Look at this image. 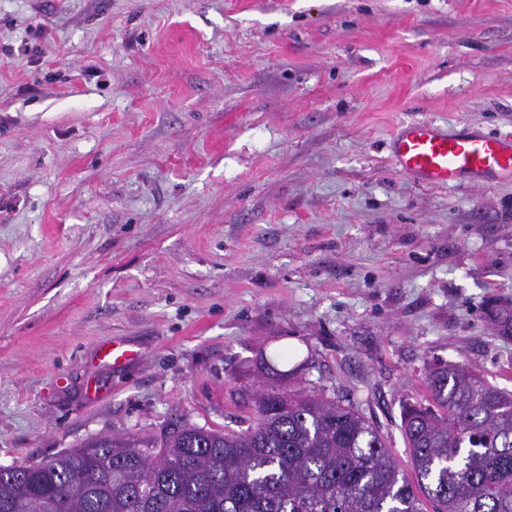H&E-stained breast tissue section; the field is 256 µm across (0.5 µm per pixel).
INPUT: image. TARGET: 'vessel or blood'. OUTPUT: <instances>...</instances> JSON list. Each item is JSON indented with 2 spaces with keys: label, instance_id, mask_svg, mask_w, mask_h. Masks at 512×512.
Returning <instances> with one entry per match:
<instances>
[{
  "label": "vessel or blood",
  "instance_id": "b4317fda",
  "mask_svg": "<svg viewBox=\"0 0 512 512\" xmlns=\"http://www.w3.org/2000/svg\"><path fill=\"white\" fill-rule=\"evenodd\" d=\"M391 158L399 171L432 187L463 181L490 183L512 177V137L474 130L451 134L427 120L402 124L390 141ZM100 361L115 366L136 353L120 340L100 345Z\"/></svg>",
  "mask_w": 512,
  "mask_h": 512
}]
</instances>
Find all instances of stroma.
<instances>
[{"mask_svg": "<svg viewBox=\"0 0 512 512\" xmlns=\"http://www.w3.org/2000/svg\"><path fill=\"white\" fill-rule=\"evenodd\" d=\"M2 50L0 465L238 432L271 381L406 470L431 365L512 391V178L429 187L389 149L512 136V0H0ZM98 356L100 361L112 364V366H121L136 357V351L120 340H112L106 342L98 348Z\"/></svg>", "mask_w": 512, "mask_h": 512, "instance_id": "35a3bbf8", "label": "stroma"}]
</instances>
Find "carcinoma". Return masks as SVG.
<instances>
[{
  "label": "carcinoma",
  "instance_id": "cac0c4a2",
  "mask_svg": "<svg viewBox=\"0 0 512 512\" xmlns=\"http://www.w3.org/2000/svg\"><path fill=\"white\" fill-rule=\"evenodd\" d=\"M426 380L402 412L414 483L352 406L260 387L240 432L184 422L0 469V512H512V392L448 364Z\"/></svg>",
  "mask_w": 512,
  "mask_h": 512
}]
</instances>
